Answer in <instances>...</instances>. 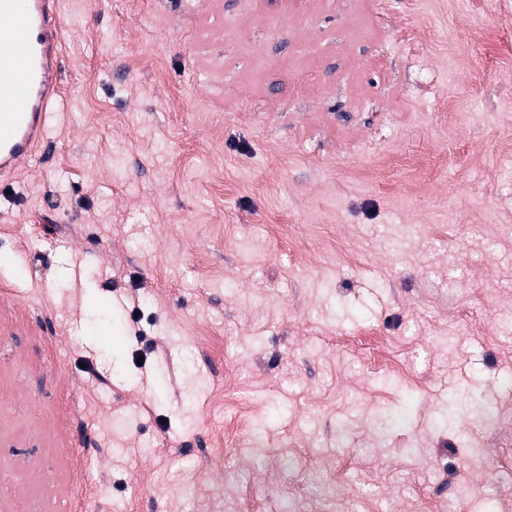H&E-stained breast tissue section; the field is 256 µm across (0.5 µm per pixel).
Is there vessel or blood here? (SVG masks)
<instances>
[{
  "instance_id": "1",
  "label": "vessel or blood",
  "mask_w": 512,
  "mask_h": 512,
  "mask_svg": "<svg viewBox=\"0 0 512 512\" xmlns=\"http://www.w3.org/2000/svg\"><path fill=\"white\" fill-rule=\"evenodd\" d=\"M57 0H0V178L32 157L59 90Z\"/></svg>"
}]
</instances>
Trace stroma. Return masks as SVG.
Here are the masks:
<instances>
[{"mask_svg": "<svg viewBox=\"0 0 512 512\" xmlns=\"http://www.w3.org/2000/svg\"><path fill=\"white\" fill-rule=\"evenodd\" d=\"M59 11L0 180V512L512 505V0Z\"/></svg>", "mask_w": 512, "mask_h": 512, "instance_id": "1", "label": "stroma"}]
</instances>
